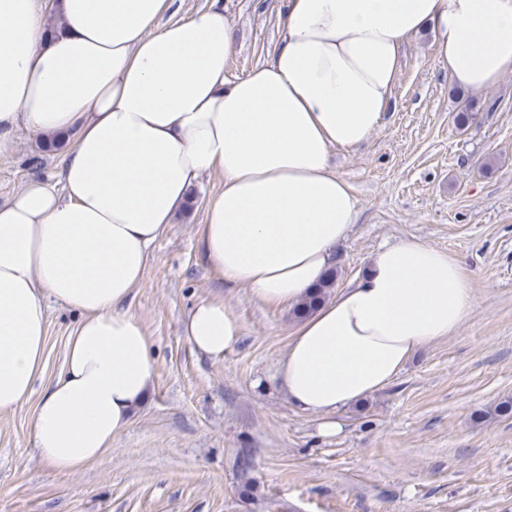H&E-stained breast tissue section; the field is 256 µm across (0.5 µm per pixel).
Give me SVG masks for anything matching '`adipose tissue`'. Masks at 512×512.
<instances>
[{
  "instance_id": "ef3b65f1",
  "label": "adipose tissue",
  "mask_w": 512,
  "mask_h": 512,
  "mask_svg": "<svg viewBox=\"0 0 512 512\" xmlns=\"http://www.w3.org/2000/svg\"><path fill=\"white\" fill-rule=\"evenodd\" d=\"M170 0H0V147L18 128L70 137L57 182L0 204V415L34 392L48 305L75 309L66 364L32 420L58 471L99 461L148 395L157 365L126 304L154 243L207 173L224 178L197 246L227 286L297 304L336 264L359 220L332 150L382 125L403 46L431 34L458 87L512 73V0H286L268 60L225 75L231 23L219 10L161 23ZM460 261L410 240L379 248L352 286L300 321L279 380L298 409L332 416L388 386L416 352L466 319ZM198 352L232 347L223 300L196 304Z\"/></svg>"
}]
</instances>
